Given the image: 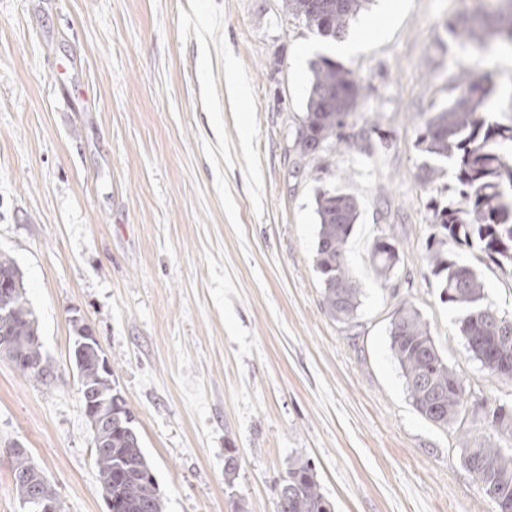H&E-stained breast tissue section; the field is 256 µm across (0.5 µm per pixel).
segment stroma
I'll return each mask as SVG.
<instances>
[{
  "instance_id": "1",
  "label": "stroma",
  "mask_w": 512,
  "mask_h": 512,
  "mask_svg": "<svg viewBox=\"0 0 512 512\" xmlns=\"http://www.w3.org/2000/svg\"><path fill=\"white\" fill-rule=\"evenodd\" d=\"M404 2L379 29L368 21L383 0H367L347 31L358 51L340 57L282 0H0V251L56 368L45 387L0 359V512H23L18 445L62 512H109L71 359L84 328L135 416L164 512H276L296 458L332 512H495L458 448L482 413L424 419L388 326L410 302L470 400L512 403V382L466 351L425 259L455 171L417 178L418 136L462 73L490 77L486 117L512 122V52L449 35L480 0ZM322 56L352 71L360 105L341 151L299 167L295 130ZM333 187L360 201L350 328L327 314L314 261L316 195ZM385 231L400 257L386 282L369 265ZM456 253L512 317V271L474 246Z\"/></svg>"
}]
</instances>
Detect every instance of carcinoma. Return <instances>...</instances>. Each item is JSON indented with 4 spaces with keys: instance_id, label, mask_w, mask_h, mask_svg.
I'll use <instances>...</instances> for the list:
<instances>
[{
    "instance_id": "1",
    "label": "carcinoma",
    "mask_w": 512,
    "mask_h": 512,
    "mask_svg": "<svg viewBox=\"0 0 512 512\" xmlns=\"http://www.w3.org/2000/svg\"><path fill=\"white\" fill-rule=\"evenodd\" d=\"M366 0H284L285 11L319 37L342 39ZM493 17L479 11L448 22L450 33L478 48L494 43L512 44V0ZM304 115L296 130L294 147L303 160L318 149L335 152L343 142L338 129L356 114L361 88L352 71L341 62L322 56L314 61ZM460 93L445 108L425 121L418 144L432 160L445 159L456 169L455 199L433 206L439 238L427 244V262L440 280V298L463 310L459 335L471 356L490 375L512 381V340L500 341L503 324L485 316L483 284L476 271L455 259L453 248L478 244L499 267L512 269V122L489 123L482 107L494 85L469 75L459 79ZM359 200L336 188L318 192L319 224L315 268L320 274L324 306L337 322L353 325L362 288L347 258L345 245L359 214ZM370 261L378 277L389 280L399 256L392 238L383 234L373 243ZM10 291L0 306V330L14 337L7 353L26 367L23 375L49 387L55 366L43 351L38 324L25 297L15 260L0 251V289ZM390 349L405 380L416 410L430 422L446 427L466 411L462 380L436 347L427 322L404 301L392 314ZM81 394L93 404L83 407L93 434L94 462L100 488L112 492L118 512H164L163 497L135 427V417L112 386V370L97 340L78 338L72 355ZM112 414V425L96 427L97 417ZM487 426L512 437V407L497 404L484 410ZM461 462L495 512H512V447L503 448L486 436L465 431L459 439ZM15 492L27 512H47L59 504L54 485L32 462L27 452H12ZM277 512H322L329 505L315 469L300 458L288 464L287 477L277 487Z\"/></svg>"
}]
</instances>
